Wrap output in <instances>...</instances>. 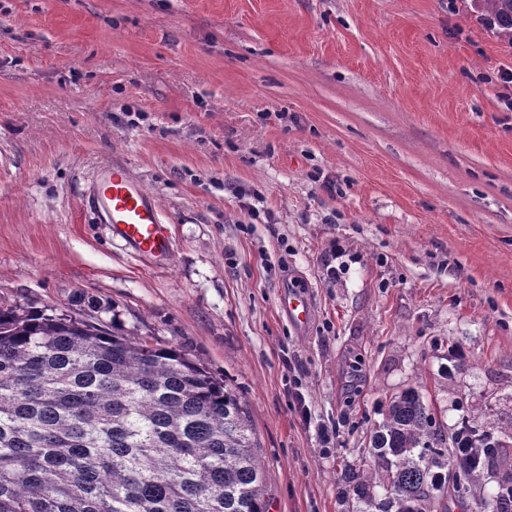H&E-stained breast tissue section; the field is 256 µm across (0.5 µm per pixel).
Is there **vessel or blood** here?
<instances>
[{"label": "vessel or blood", "mask_w": 512, "mask_h": 512, "mask_svg": "<svg viewBox=\"0 0 512 512\" xmlns=\"http://www.w3.org/2000/svg\"><path fill=\"white\" fill-rule=\"evenodd\" d=\"M85 205L133 254L154 261L169 258L170 226L155 200L123 165L111 163L96 171L85 192Z\"/></svg>", "instance_id": "vessel-or-blood-1"}]
</instances>
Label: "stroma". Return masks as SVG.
I'll return each mask as SVG.
<instances>
[{"label":"stroma","instance_id":"stroma-1","mask_svg":"<svg viewBox=\"0 0 512 512\" xmlns=\"http://www.w3.org/2000/svg\"><path fill=\"white\" fill-rule=\"evenodd\" d=\"M469 4L0 0V303L225 374L269 512H344L339 466L403 388L512 426V47ZM107 163L157 202L167 264L86 209Z\"/></svg>","mask_w":512,"mask_h":512}]
</instances>
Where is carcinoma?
I'll return each mask as SVG.
<instances>
[{
    "label": "carcinoma",
    "instance_id": "obj_1",
    "mask_svg": "<svg viewBox=\"0 0 512 512\" xmlns=\"http://www.w3.org/2000/svg\"><path fill=\"white\" fill-rule=\"evenodd\" d=\"M473 2L512 44V0ZM459 410L449 436L420 392L394 394L337 473L347 512H450L464 495V512H512V431ZM256 448L245 400L179 348L0 305V512H268Z\"/></svg>",
    "mask_w": 512,
    "mask_h": 512
}]
</instances>
